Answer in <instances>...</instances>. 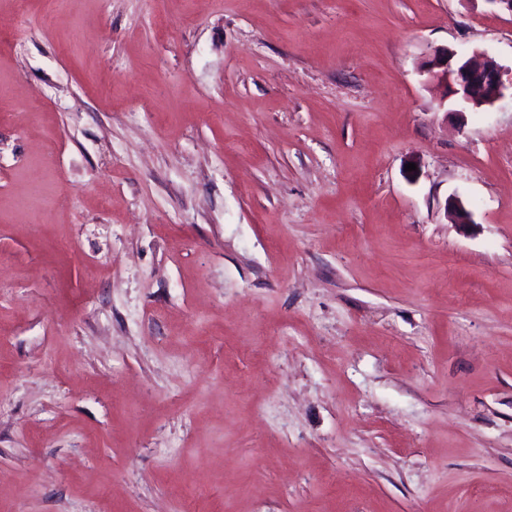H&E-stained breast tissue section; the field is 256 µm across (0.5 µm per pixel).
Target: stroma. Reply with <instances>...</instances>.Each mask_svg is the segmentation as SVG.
I'll return each instance as SVG.
<instances>
[{
  "label": "stroma",
  "mask_w": 512,
  "mask_h": 512,
  "mask_svg": "<svg viewBox=\"0 0 512 512\" xmlns=\"http://www.w3.org/2000/svg\"><path fill=\"white\" fill-rule=\"evenodd\" d=\"M0 512H512L491 0H0ZM460 197L465 228L445 216ZM430 78L445 82L463 109L492 106L503 95L505 68L485 53L463 55L447 48L436 51L430 67L423 70Z\"/></svg>",
  "instance_id": "35a3bbf8"
}]
</instances>
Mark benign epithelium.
Listing matches in <instances>:
<instances>
[{
  "label": "benign epithelium",
  "mask_w": 512,
  "mask_h": 512,
  "mask_svg": "<svg viewBox=\"0 0 512 512\" xmlns=\"http://www.w3.org/2000/svg\"><path fill=\"white\" fill-rule=\"evenodd\" d=\"M430 78L448 84L463 109H481L493 105L503 95L505 68L485 53L463 55L447 48L434 54L432 64L424 68ZM445 211L463 226L474 224L470 211L457 197L448 199Z\"/></svg>",
  "instance_id": "benign-epithelium-1"
}]
</instances>
